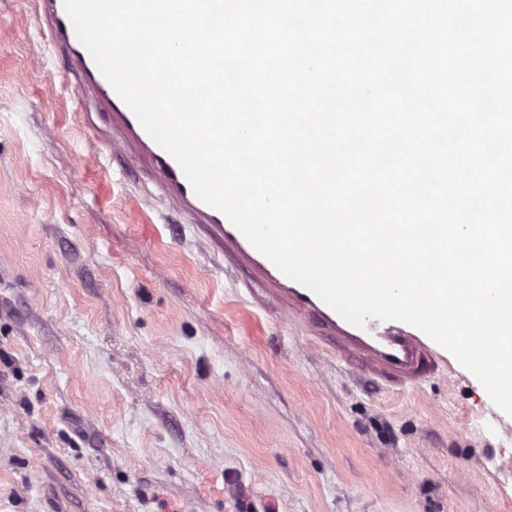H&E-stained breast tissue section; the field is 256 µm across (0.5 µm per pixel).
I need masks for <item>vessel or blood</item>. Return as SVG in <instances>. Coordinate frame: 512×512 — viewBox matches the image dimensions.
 <instances>
[{
  "label": "vessel or blood",
  "instance_id": "vessel-or-blood-1",
  "mask_svg": "<svg viewBox=\"0 0 512 512\" xmlns=\"http://www.w3.org/2000/svg\"><path fill=\"white\" fill-rule=\"evenodd\" d=\"M36 16L40 35L51 53L68 62L82 100L102 110L107 151L126 156L132 163L146 160L150 180L170 210L200 229L203 241H219L239 266L279 298L286 317L315 321L335 340L342 361L390 387L418 386L438 372L440 347L422 331L400 321L375 318L361 327L348 323L314 292L277 269L221 211L202 202L179 164L145 132L97 68L75 33L64 0H37Z\"/></svg>",
  "mask_w": 512,
  "mask_h": 512
}]
</instances>
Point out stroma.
Instances as JSON below:
<instances>
[{"label": "stroma", "mask_w": 512, "mask_h": 512, "mask_svg": "<svg viewBox=\"0 0 512 512\" xmlns=\"http://www.w3.org/2000/svg\"><path fill=\"white\" fill-rule=\"evenodd\" d=\"M87 122L34 0H0V512H512V416L466 368L347 367L142 210L144 165L81 164Z\"/></svg>", "instance_id": "obj_1"}]
</instances>
